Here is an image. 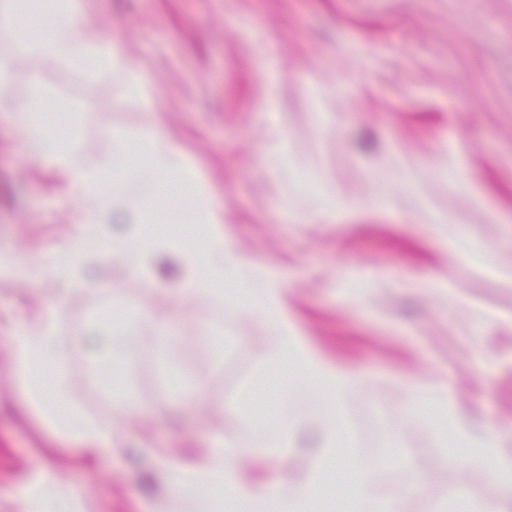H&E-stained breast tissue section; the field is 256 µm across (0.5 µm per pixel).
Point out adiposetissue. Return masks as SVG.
Instances as JSON below:
<instances>
[{"mask_svg":"<svg viewBox=\"0 0 512 512\" xmlns=\"http://www.w3.org/2000/svg\"><path fill=\"white\" fill-rule=\"evenodd\" d=\"M16 0H0V33L12 40L9 52L0 54V112L9 116L13 125L25 130L24 151L34 160H48L69 173L76 196L82 203L76 236L60 248L49 267L18 263L15 276L19 279L42 277L44 273L59 280L62 287L50 307L27 325L15 331L8 344L7 365L22 383L27 400L40 399L45 389H53L57 399L67 397L65 356L68 342L60 334L58 310L68 292L85 288L95 275L100 254H108L113 263L122 266L135 277L149 278V262L155 255L178 253L191 274L183 284L186 295L205 296L215 302L224 300V278L236 271L241 260L228 246L219 226L220 218L214 204H207L208 226L192 240L169 239L157 234L139 233L133 239L112 237L103 223L105 211H121L125 184L134 180L136 170L131 162L132 151L148 154L152 165L163 173H176L185 183L198 180L196 170L187 162L183 151L157 126H149L137 134L116 132L112 135L110 152L75 165L78 143L60 148L40 119L47 87L41 64L60 68L83 69L95 61L99 73L118 82L125 95H133L144 105L152 97L137 69L119 52L109 49L97 35L79 24L82 0H66L64 9L56 11L47 31L31 39L21 30ZM29 75L30 90L26 98L16 100L7 90L20 72ZM238 294L256 309L274 316L275 335L267 349L265 366L277 368L293 361L302 365L307 378L315 385L332 390L344 397L357 383L355 374L334 366L303 344L283 314L280 285L262 292L239 289ZM444 408L453 411L455 436L462 453L448 456L449 467H482L502 494L512 493V449L508 448L501 430L480 433L470 420L454 407L450 392L439 397ZM65 429L88 452L114 449L113 424L89 417L71 409ZM338 418L326 421L321 433V446L311 456L302 477L285 480L279 490L270 493L253 487L236 467L244 450L235 435L222 434L212 440L208 455L193 467L166 460L162 467L170 477L171 497H192L220 507L230 503L234 512H303L326 478V461L336 453Z\"/></svg>","mask_w":512,"mask_h":512,"instance_id":"ef3b65f1","label":"adipose tissue"}]
</instances>
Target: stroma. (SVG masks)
Here are the masks:
<instances>
[{"instance_id": "stroma-1", "label": "stroma", "mask_w": 512, "mask_h": 512, "mask_svg": "<svg viewBox=\"0 0 512 512\" xmlns=\"http://www.w3.org/2000/svg\"><path fill=\"white\" fill-rule=\"evenodd\" d=\"M83 15L103 41L119 39L154 107L120 98L106 76L54 68L48 94L65 108L45 123L76 127L82 153L99 155L113 130L162 122L223 211L239 277L257 291L280 284L298 336L359 376L342 403L336 512L357 506L342 480L359 460L375 512H464L448 497L457 481L494 496L481 468H444L437 390L449 385L475 426L512 424V0H84ZM23 137L0 123V241L36 262L72 237L81 204L56 165L22 152ZM173 181L144 165L127 187L167 232ZM182 275L171 255L154 280L118 272L60 310L65 330L95 317L127 327L132 305L170 318V351L150 326L138 331L117 381L138 399L127 416L113 414L92 345L71 349L69 402L115 423L114 452L90 456L52 430L0 365V512H51L60 498L73 512H167L159 458L194 464L227 429L249 450L240 465L253 484L298 476L328 393L292 371L278 395L251 401L253 415L303 423L286 459L263 455L261 428L229 402L273 326L236 302L181 297ZM51 297L49 283L0 277V356ZM176 379L201 383L203 400L172 401Z\"/></svg>"}]
</instances>
